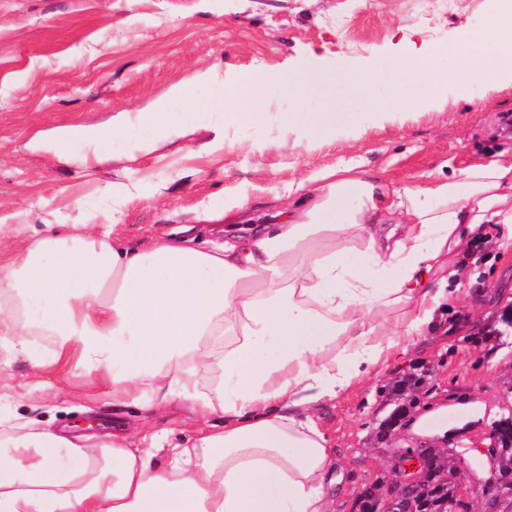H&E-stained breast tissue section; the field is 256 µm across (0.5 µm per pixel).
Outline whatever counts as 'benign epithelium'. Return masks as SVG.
Returning a JSON list of instances; mask_svg holds the SVG:
<instances>
[{"label":"benign epithelium","instance_id":"benign-epithelium-1","mask_svg":"<svg viewBox=\"0 0 512 512\" xmlns=\"http://www.w3.org/2000/svg\"><path fill=\"white\" fill-rule=\"evenodd\" d=\"M489 437L487 455L493 475L489 481L490 503L486 504L485 512H502L500 502L512 499V462L506 459L504 451L512 444V420L492 425ZM393 468L404 475L401 483L366 487L358 493V499L372 497L376 505L374 512H422L430 479L438 473V458L417 449L398 455Z\"/></svg>","mask_w":512,"mask_h":512}]
</instances>
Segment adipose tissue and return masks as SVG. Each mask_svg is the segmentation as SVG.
Wrapping results in <instances>:
<instances>
[{
    "mask_svg": "<svg viewBox=\"0 0 512 512\" xmlns=\"http://www.w3.org/2000/svg\"><path fill=\"white\" fill-rule=\"evenodd\" d=\"M452 43L402 38L387 67L362 74L379 117L426 112L441 86L490 97L512 83V0ZM456 56L441 73L436 62ZM335 73L321 77L324 109L293 108L283 133L326 134L357 123L336 109ZM304 96L311 80L258 68L224 88V124L265 114L273 86ZM178 86L148 116L167 137L190 116ZM301 200L273 224L223 244L157 236L117 245L109 224H59L37 237L15 227L0 246V343L26 356L50 337L55 361L100 375L112 401L154 412L176 401L204 425L193 439L124 434L76 442L0 417V512H329L333 448L319 404L336 399L433 327L459 282L469 237L496 227L512 247V153L453 176L395 185L363 164L292 182Z\"/></svg>",
    "mask_w": 512,
    "mask_h": 512,
    "instance_id": "1",
    "label": "adipose tissue"
}]
</instances>
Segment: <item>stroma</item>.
Wrapping results in <instances>:
<instances>
[{"instance_id": "1", "label": "stroma", "mask_w": 512, "mask_h": 512, "mask_svg": "<svg viewBox=\"0 0 512 512\" xmlns=\"http://www.w3.org/2000/svg\"><path fill=\"white\" fill-rule=\"evenodd\" d=\"M488 0H459L446 12L434 0H0V242L11 244L16 225L43 235L52 224H110L117 239L143 244L166 233L190 232L200 244L224 241V221L209 215L242 207L239 226L268 223L284 206L288 184L351 159L394 182L443 178L470 160L512 152V86L492 100L439 106L302 139L297 145L254 151L279 134L278 115L290 103L273 99L260 123L228 128L216 105L226 84L256 68L285 74L333 71L346 82L337 111L358 96V69L384 67L388 47L402 37L447 42L464 23L481 24ZM327 47L324 56L311 52ZM216 70V81L196 89L195 123L152 143V132L117 133L112 148H87L77 132L111 128L128 115L150 111L177 85ZM475 277L460 288L434 329L414 337L404 354L377 375L320 406V424L336 450L340 494L331 512H352L357 493L398 478L392 459L405 449L443 448L457 432L454 462L462 512H483L490 478L473 442L483 440L512 385V347L495 332L512 304V249L478 252ZM32 352L8 369L13 395L0 416L32 420L64 435L106 439L120 420L134 441L165 430L191 437L188 406L174 403L146 416L113 405L99 376L51 363V348ZM65 376L58 389L39 380ZM424 376L411 414L425 428L409 432L383 424L406 406L396 385Z\"/></svg>"}]
</instances>
